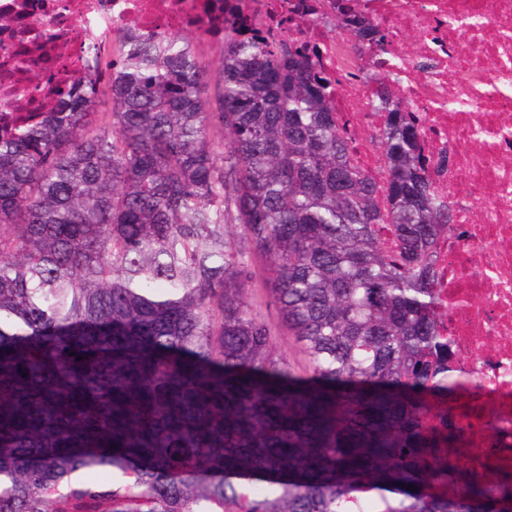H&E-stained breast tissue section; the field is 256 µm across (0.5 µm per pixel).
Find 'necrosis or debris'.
Returning a JSON list of instances; mask_svg holds the SVG:
<instances>
[{"instance_id":"4bbe7bcc","label":"necrosis or debris","mask_w":512,"mask_h":512,"mask_svg":"<svg viewBox=\"0 0 512 512\" xmlns=\"http://www.w3.org/2000/svg\"><path fill=\"white\" fill-rule=\"evenodd\" d=\"M296 0H0V113L43 112L49 85H65L83 71L92 36L117 19L145 35L212 32L218 18L243 13L291 35L318 53L337 83L332 99L353 141V157L384 183L383 157L369 132L381 126L374 111L379 79L396 83L406 111L422 118L421 147L454 164L431 172L454 208V228L436 243L440 332L467 390L454 423L467 441L475 473L512 475V0H358L359 17L389 35L392 52L357 43L345 15L331 0H308L315 22L291 18ZM53 29L45 83L36 86L8 71L7 61L34 48Z\"/></svg>"}]
</instances>
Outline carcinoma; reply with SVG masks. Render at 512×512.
Here are the masks:
<instances>
[{
  "mask_svg": "<svg viewBox=\"0 0 512 512\" xmlns=\"http://www.w3.org/2000/svg\"><path fill=\"white\" fill-rule=\"evenodd\" d=\"M220 45L213 78L183 33L118 21L0 132V512H365L370 492L375 512H512L450 418L452 213L415 113L380 82L379 186L312 60L233 24ZM278 330L308 377L272 357Z\"/></svg>",
  "mask_w": 512,
  "mask_h": 512,
  "instance_id": "obj_1",
  "label": "carcinoma"
}]
</instances>
